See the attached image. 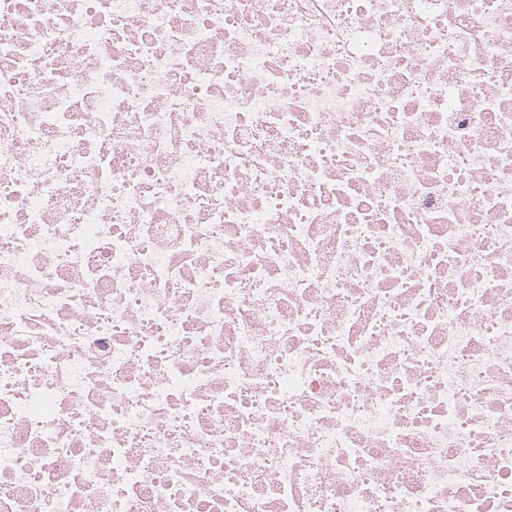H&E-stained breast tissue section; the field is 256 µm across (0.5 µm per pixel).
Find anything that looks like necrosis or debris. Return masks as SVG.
Wrapping results in <instances>:
<instances>
[{
    "mask_svg": "<svg viewBox=\"0 0 512 512\" xmlns=\"http://www.w3.org/2000/svg\"><path fill=\"white\" fill-rule=\"evenodd\" d=\"M0 512H512V0H0Z\"/></svg>",
    "mask_w": 512,
    "mask_h": 512,
    "instance_id": "4bbe7bcc",
    "label": "necrosis or debris"
}]
</instances>
